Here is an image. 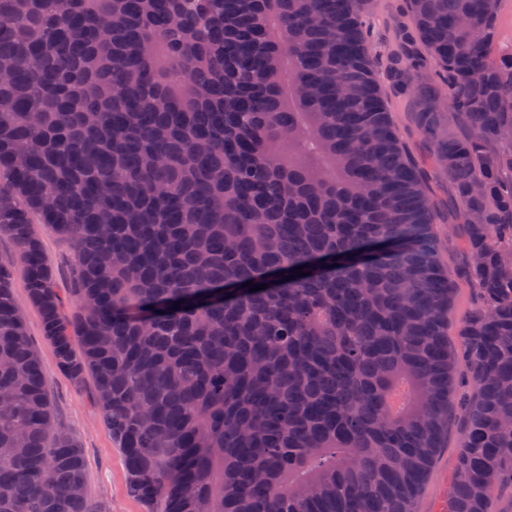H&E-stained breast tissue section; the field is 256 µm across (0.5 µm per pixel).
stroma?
Here are the masks:
<instances>
[{
  "instance_id": "1",
  "label": "stroma",
  "mask_w": 512,
  "mask_h": 512,
  "mask_svg": "<svg viewBox=\"0 0 512 512\" xmlns=\"http://www.w3.org/2000/svg\"><path fill=\"white\" fill-rule=\"evenodd\" d=\"M403 0H375L366 19L368 42L378 73H385L391 54L397 45L399 28L408 23ZM390 120L408 153L428 168L432 197L436 202L448 198V182L427 165L422 136L414 126L406 99L396 93L390 83H383ZM43 255L54 275L55 285L64 301L65 313L74 309L76 261L66 240L45 225H36ZM0 266L13 275L14 296L22 304L28 336L36 345L46 369L47 387L56 419L79 440L86 458L89 495L92 501L103 503L107 512H148L147 507L131 497L126 487L124 457L115 448L112 437L95 404L91 381L75 384L60 370L54 350L43 335L39 312L27 302L24 288L25 269L19 251L7 234L0 232ZM460 436L449 432L438 449L429 469L426 484L415 498L413 512H448V488L454 472Z\"/></svg>"
}]
</instances>
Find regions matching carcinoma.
I'll return each mask as SVG.
<instances>
[{
    "instance_id": "1",
    "label": "carcinoma",
    "mask_w": 512,
    "mask_h": 512,
    "mask_svg": "<svg viewBox=\"0 0 512 512\" xmlns=\"http://www.w3.org/2000/svg\"><path fill=\"white\" fill-rule=\"evenodd\" d=\"M370 2L0 0V231L150 512H412L452 428L448 512L512 487L502 0H406L388 70L451 188L476 294L465 396L457 283L379 89ZM33 214L75 254L69 316ZM0 512H107L2 266ZM458 287L455 296L453 316L448 325V342L451 345L458 343L462 320L471 308L474 298L473 290L469 285L460 283Z\"/></svg>"
}]
</instances>
